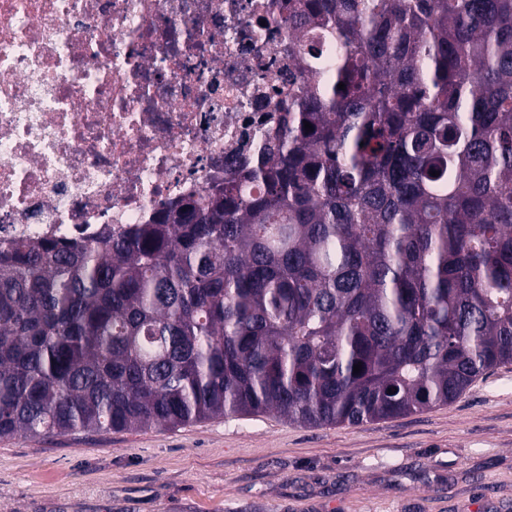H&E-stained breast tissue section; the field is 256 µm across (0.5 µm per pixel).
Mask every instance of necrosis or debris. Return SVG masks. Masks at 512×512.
<instances>
[{
    "instance_id": "obj_1",
    "label": "necrosis or debris",
    "mask_w": 512,
    "mask_h": 512,
    "mask_svg": "<svg viewBox=\"0 0 512 512\" xmlns=\"http://www.w3.org/2000/svg\"><path fill=\"white\" fill-rule=\"evenodd\" d=\"M283 0H0V238L142 224L288 94Z\"/></svg>"
}]
</instances>
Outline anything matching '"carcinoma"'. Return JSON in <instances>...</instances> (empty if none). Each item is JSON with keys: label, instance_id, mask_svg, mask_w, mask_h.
<instances>
[{"label": "carcinoma", "instance_id": "1", "mask_svg": "<svg viewBox=\"0 0 512 512\" xmlns=\"http://www.w3.org/2000/svg\"><path fill=\"white\" fill-rule=\"evenodd\" d=\"M281 22L252 155L144 224L0 239V438L371 422L512 363V0Z\"/></svg>", "mask_w": 512, "mask_h": 512}]
</instances>
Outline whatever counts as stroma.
Segmentation results:
<instances>
[{
	"label": "stroma",
	"mask_w": 512,
	"mask_h": 512,
	"mask_svg": "<svg viewBox=\"0 0 512 512\" xmlns=\"http://www.w3.org/2000/svg\"><path fill=\"white\" fill-rule=\"evenodd\" d=\"M0 512H512V364L359 425L263 414L0 439Z\"/></svg>",
	"instance_id": "obj_1"
}]
</instances>
